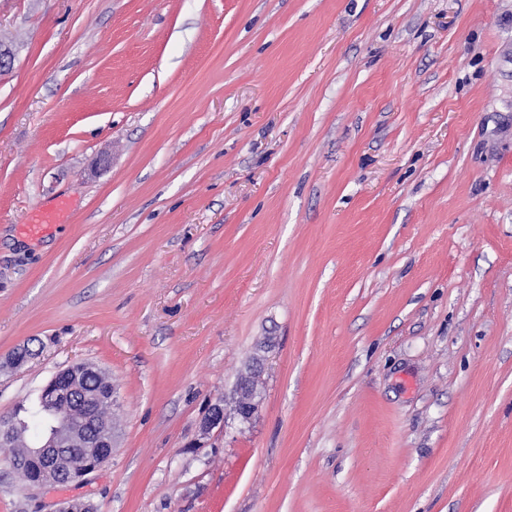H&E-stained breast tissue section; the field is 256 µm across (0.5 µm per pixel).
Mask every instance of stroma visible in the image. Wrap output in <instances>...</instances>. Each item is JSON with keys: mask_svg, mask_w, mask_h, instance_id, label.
I'll list each match as a JSON object with an SVG mask.
<instances>
[{"mask_svg": "<svg viewBox=\"0 0 512 512\" xmlns=\"http://www.w3.org/2000/svg\"><path fill=\"white\" fill-rule=\"evenodd\" d=\"M0 39V416L117 389L85 484L0 447V512H512V0H0ZM266 357L256 355L246 372L241 373L237 378L233 389V402L235 403L234 413L240 424H248L258 413L261 398H256L252 392V381L259 378L261 372L265 371Z\"/></svg>", "mask_w": 512, "mask_h": 512, "instance_id": "stroma-1", "label": "stroma"}]
</instances>
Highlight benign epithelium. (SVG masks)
I'll list each match as a JSON object with an SVG mask.
<instances>
[{
    "mask_svg": "<svg viewBox=\"0 0 512 512\" xmlns=\"http://www.w3.org/2000/svg\"><path fill=\"white\" fill-rule=\"evenodd\" d=\"M266 357L257 355L246 372L239 375L233 389L235 418L248 424L258 413L261 399L252 392V381L265 371ZM104 372L89 362H77L59 371L56 377L62 384L48 382L45 394V428L36 447L29 449V461L35 463V475L30 487L70 485L83 482L89 474L112 458L115 447V427L100 419L97 404L101 389L93 387L91 379L101 378ZM79 403L81 416L67 415L63 408ZM224 404H213L202 420L203 433L226 426Z\"/></svg>",
    "mask_w": 512,
    "mask_h": 512,
    "instance_id": "1",
    "label": "benign epithelium"
}]
</instances>
